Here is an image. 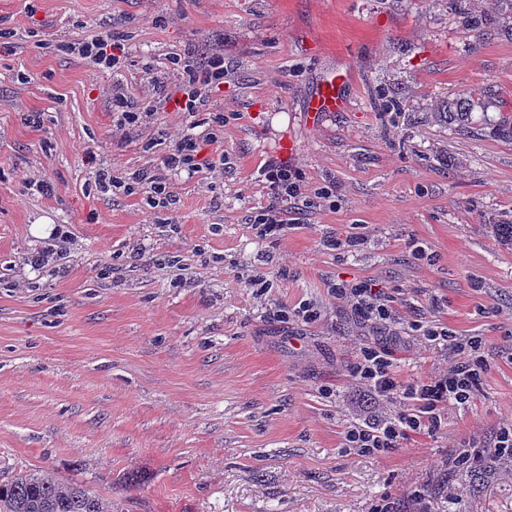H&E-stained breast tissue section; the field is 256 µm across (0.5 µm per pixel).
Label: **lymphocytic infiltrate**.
<instances>
[{
    "mask_svg": "<svg viewBox=\"0 0 512 512\" xmlns=\"http://www.w3.org/2000/svg\"><path fill=\"white\" fill-rule=\"evenodd\" d=\"M175 71L182 76V100L179 109L187 115L203 111L209 104L208 91L224 82V55L214 53L205 67H198L193 55H175L170 59ZM165 90L164 75L150 76L147 86L148 105L138 106L121 89L112 91L113 126L122 135H129L153 115L154 103L160 102ZM159 143L165 144L161 169L143 168L132 177H120L103 170L98 182L106 191L133 193L145 190L153 206L172 202L165 172L186 171L192 174L206 170L219 172L221 163L202 157L199 138L190 132L174 133L161 128L156 132ZM272 196L265 207L252 219L261 235L278 240L288 233L289 201L307 202L308 192L301 173L284 160L270 159L264 172ZM330 295L345 304L365 326L375 329L396 324L397 318L383 292L368 282L341 281L329 288ZM421 345H444L454 357L448 367L425 381L401 380L393 367L390 351L381 340L363 344L348 368L351 379L375 399L395 404L394 413L369 416L348 427L344 445L361 456H382L402 447L405 441L418 434H431L442 425V412L448 405L467 406L487 371V360L481 340L472 338L461 342L447 331L426 329Z\"/></svg>",
    "mask_w": 512,
    "mask_h": 512,
    "instance_id": "lymphocytic-infiltrate-1",
    "label": "lymphocytic infiltrate"
}]
</instances>
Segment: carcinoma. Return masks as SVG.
<instances>
[{"mask_svg":"<svg viewBox=\"0 0 512 512\" xmlns=\"http://www.w3.org/2000/svg\"><path fill=\"white\" fill-rule=\"evenodd\" d=\"M497 465L498 459L488 448H469L451 461V467L460 469L475 490L484 485ZM1 507L5 512H112V501L52 471L33 470L0 483Z\"/></svg>","mask_w":512,"mask_h":512,"instance_id":"1","label":"carcinoma"}]
</instances>
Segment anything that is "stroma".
I'll return each mask as SVG.
<instances>
[{
  "instance_id": "stroma-1",
  "label": "stroma",
  "mask_w": 512,
  "mask_h": 512,
  "mask_svg": "<svg viewBox=\"0 0 512 512\" xmlns=\"http://www.w3.org/2000/svg\"><path fill=\"white\" fill-rule=\"evenodd\" d=\"M466 5L492 16L488 39L454 0H0V481L47 468L112 512H371L383 496L414 512L415 491L447 482L426 512H512V461L478 493L448 476L450 454L492 447L512 418V247L489 231L512 222V141L496 130L512 113V0ZM102 32L124 47L119 74L57 49ZM216 49L224 87L187 118L167 59ZM152 70L167 103L113 135V84L143 99ZM332 70L349 71V104L306 127ZM465 97L469 118L444 111ZM215 111L224 138L204 152L223 174H169L164 208L100 190L98 169L160 165L157 128L202 136ZM273 157L316 196L279 241L251 222ZM61 225L64 259L32 268ZM331 236L365 242L334 251ZM339 279L394 296L404 327L481 339L489 364L468 407L382 458L342 446L392 407L348 375L373 331L329 296ZM303 302L315 322L295 317ZM392 356L404 380L452 359L408 335Z\"/></svg>"
}]
</instances>
